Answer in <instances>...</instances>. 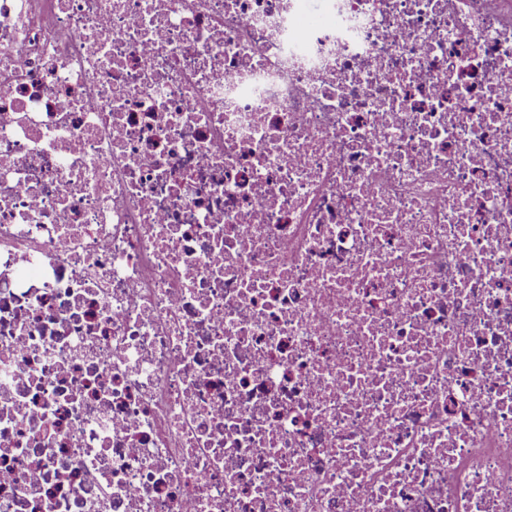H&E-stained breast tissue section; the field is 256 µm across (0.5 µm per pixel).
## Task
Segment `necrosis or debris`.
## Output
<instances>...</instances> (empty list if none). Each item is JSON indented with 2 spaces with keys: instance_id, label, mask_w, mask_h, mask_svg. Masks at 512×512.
<instances>
[{
  "instance_id": "1",
  "label": "necrosis or debris",
  "mask_w": 512,
  "mask_h": 512,
  "mask_svg": "<svg viewBox=\"0 0 512 512\" xmlns=\"http://www.w3.org/2000/svg\"><path fill=\"white\" fill-rule=\"evenodd\" d=\"M0 512H512V0H0Z\"/></svg>"
}]
</instances>
